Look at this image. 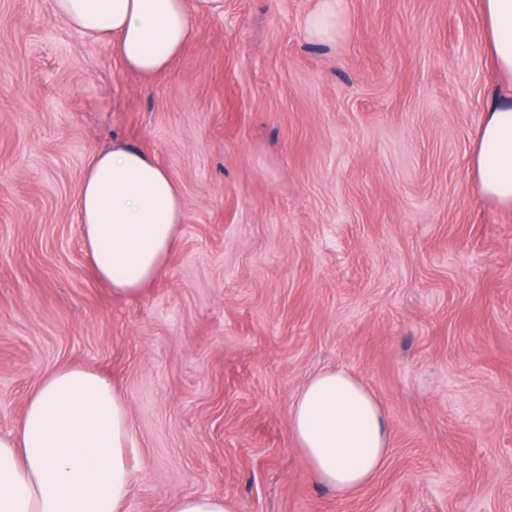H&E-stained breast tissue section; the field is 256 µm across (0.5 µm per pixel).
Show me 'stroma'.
<instances>
[{
  "label": "stroma",
  "instance_id": "obj_1",
  "mask_svg": "<svg viewBox=\"0 0 512 512\" xmlns=\"http://www.w3.org/2000/svg\"><path fill=\"white\" fill-rule=\"evenodd\" d=\"M317 2L224 0L147 80L49 0H0V433L82 367L129 404L123 512H512V209L471 168L498 85L479 0H340L331 43L304 31ZM116 141L186 200L138 296L97 278L75 205ZM326 368L390 431L346 498L288 430ZM168 512H234V506L222 496L188 495L172 500Z\"/></svg>",
  "mask_w": 512,
  "mask_h": 512
}]
</instances>
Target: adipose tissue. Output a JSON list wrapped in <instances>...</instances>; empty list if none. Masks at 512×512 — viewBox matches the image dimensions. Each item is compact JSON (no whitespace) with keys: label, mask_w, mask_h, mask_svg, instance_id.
<instances>
[{"label":"adipose tissue","mask_w":512,"mask_h":512,"mask_svg":"<svg viewBox=\"0 0 512 512\" xmlns=\"http://www.w3.org/2000/svg\"><path fill=\"white\" fill-rule=\"evenodd\" d=\"M83 37L112 44L130 71H165L189 42L193 19L224 0H51ZM489 52L506 87L489 100L473 156L480 194L512 208V0H480ZM84 249L113 295L137 296L162 273L184 222L178 184L157 158L116 143L84 172L76 201ZM310 476L346 497L384 468L385 411L340 368L312 376L289 415ZM129 406L94 371L63 367L43 377L13 432L0 434V512H121L132 483Z\"/></svg>","instance_id":"obj_1"}]
</instances>
